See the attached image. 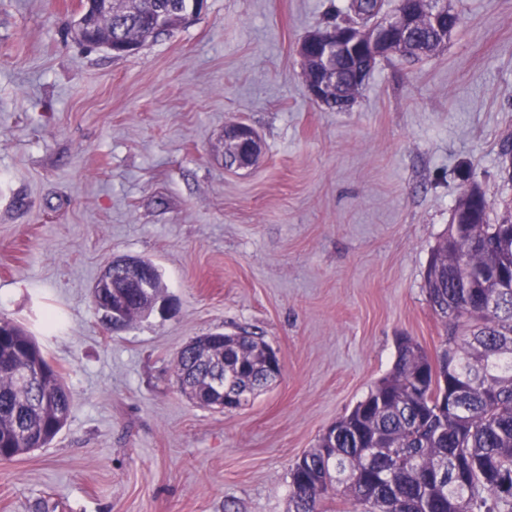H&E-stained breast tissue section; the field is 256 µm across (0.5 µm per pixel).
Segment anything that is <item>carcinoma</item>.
<instances>
[{"label":"carcinoma","mask_w":512,"mask_h":512,"mask_svg":"<svg viewBox=\"0 0 512 512\" xmlns=\"http://www.w3.org/2000/svg\"><path fill=\"white\" fill-rule=\"evenodd\" d=\"M195 0H130L125 16L101 11L94 34L148 42L149 20L174 9L193 10ZM413 33L417 51L408 61L430 55L439 43L434 13H453L450 0H424ZM379 0H344L336 16L371 19ZM433 249L425 277L428 302L439 317L451 372L433 371L427 352L410 336L396 339L389 373L350 412L323 433L317 445L290 470L289 512H324L341 497L353 512H512V231L492 224L488 211L460 216ZM148 288H124L115 279L110 298L95 302L107 323L117 310L130 324L153 311L162 293L155 265L137 259ZM198 350L181 349L175 359L179 391H205L213 374L239 393L256 395L269 383L267 343L248 333L234 338L207 334ZM40 374L23 386L17 368L27 362ZM72 408L62 374L23 328L0 318V460L47 447Z\"/></svg>","instance_id":"cac0c4a2"}]
</instances>
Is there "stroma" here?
Wrapping results in <instances>:
<instances>
[{
    "label": "stroma",
    "instance_id": "35a3bbf8",
    "mask_svg": "<svg viewBox=\"0 0 512 512\" xmlns=\"http://www.w3.org/2000/svg\"><path fill=\"white\" fill-rule=\"evenodd\" d=\"M442 52L380 60L338 112L297 46L341 0H208L117 57L76 41L81 0H0V318L72 394L48 447L0 461V512H288L289 470L392 367L445 340L425 288L463 189L512 202V0H451ZM262 138L225 168L222 136ZM154 262L165 306L115 332L90 290ZM60 321L46 331L45 312ZM247 331L283 375L217 412L177 388L192 339ZM225 133L245 148V153L235 161L232 158L226 160V168L244 170L254 166L262 154V142L257 131L248 124L237 123L224 130V139Z\"/></svg>",
    "mask_w": 512,
    "mask_h": 512
}]
</instances>
